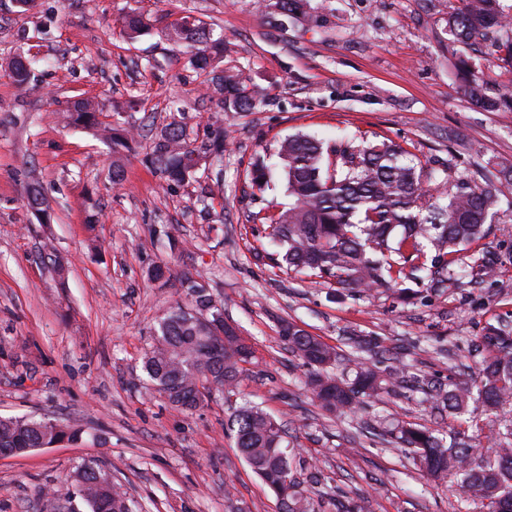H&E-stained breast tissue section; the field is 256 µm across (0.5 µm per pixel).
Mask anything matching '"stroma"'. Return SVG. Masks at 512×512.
Returning a JSON list of instances; mask_svg holds the SVG:
<instances>
[{
    "mask_svg": "<svg viewBox=\"0 0 512 512\" xmlns=\"http://www.w3.org/2000/svg\"><path fill=\"white\" fill-rule=\"evenodd\" d=\"M318 23L279 29L263 0H0V417L45 418L84 431L23 456L0 457V512H83L74 478L93 463L109 472L136 512H279L224 423L251 401L288 431L296 477L319 512H458L452 479L432 481L411 450L383 433L394 424L454 428L472 442L499 421L470 400L451 416L435 387L477 386L487 326L512 331V189L473 256L496 259L490 278L410 284L415 296L364 294L273 266L268 219L287 208L275 148L304 132L327 140L381 135L449 181L480 167L512 171V109L472 105L453 66L448 15L461 0H310ZM149 30L123 32L128 14ZM213 25L230 50L222 67L242 75L262 102L222 111L191 48L169 39L184 17ZM37 57L26 88L7 69ZM98 102L101 122L134 134L114 161L98 129L73 124L71 102ZM182 125L194 145L220 138L192 178L170 184L153 142ZM273 166L270 189L253 187L256 160ZM120 163L123 179L108 172ZM37 190L50 208L39 223ZM167 265L158 286L148 273ZM205 280L224 319L254 358L238 392L202 396L182 410L143 368L157 321L183 302V276ZM291 321L337 352L331 375L351 380L359 363L405 368L391 392L364 398L345 418L328 416L308 381L314 369L280 333Z\"/></svg>",
    "mask_w": 512,
    "mask_h": 512,
    "instance_id": "obj_1",
    "label": "stroma"
}]
</instances>
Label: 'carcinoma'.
<instances>
[{
	"instance_id": "carcinoma-1",
	"label": "carcinoma",
	"mask_w": 512,
	"mask_h": 512,
	"mask_svg": "<svg viewBox=\"0 0 512 512\" xmlns=\"http://www.w3.org/2000/svg\"><path fill=\"white\" fill-rule=\"evenodd\" d=\"M309 0H276L281 16L298 21L307 16ZM463 6L448 15V35L466 47L477 44L493 48L497 60L512 69V16L503 12L499 0H462ZM171 39L197 47L194 66L213 74L226 112H251L260 100L247 91L235 74L217 69L224 58V38L196 24L186 30L179 25ZM19 87L31 77L32 61L18 55L8 64ZM457 68L475 104H491L485 96L486 82L475 58L461 59ZM74 121L98 125V107L90 100L71 106ZM112 154L131 149L124 130L104 128ZM222 155L223 144L215 141L196 147L185 130L168 125L154 142L152 154L162 175L181 183L194 172V154ZM281 174L293 204L271 220L278 264L290 271L333 279L342 288L370 291L396 286L405 269L422 272L438 283L445 275L463 270L461 247L480 240L490 229L494 207L502 187L512 175L484 177L478 185L460 179L448 184L445 169H425L404 147L392 141H327L297 133L280 142L277 150ZM444 186L436 195L427 184ZM180 287L187 300L176 304L154 329V345L145 360V370L155 389L168 401L186 409L195 407L200 389L235 392L241 364L251 358L249 347H225L215 331L199 316L215 300L206 283L184 276ZM488 349L479 371L478 397L486 410L501 416L508 439L495 441L490 455L477 445L437 430L413 425L395 428L399 443L415 451L421 471L432 479L456 478L461 488L481 501L488 512H512V334L490 326L482 336ZM291 350L319 368L309 387L322 407L336 416L356 412L360 398L394 386L401 372H381L360 367L351 381H339L321 368L336 358L335 350L306 331L288 340ZM444 406L457 414L467 411L471 388L457 383L440 388ZM42 421L31 418L0 419V452L26 454L60 442H76L81 429L61 426L48 433ZM227 430L250 469L280 498L282 512H315L314 500L300 487L292 471L295 450L285 445L281 423L262 408L244 402L231 414ZM76 481L89 512H134L110 476L91 465L77 468Z\"/></svg>"
}]
</instances>
